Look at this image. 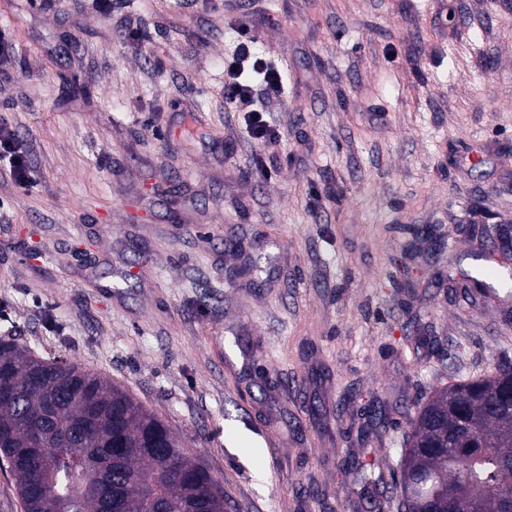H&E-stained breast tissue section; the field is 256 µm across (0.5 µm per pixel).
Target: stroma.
I'll use <instances>...</instances> for the list:
<instances>
[{"label": "stroma", "instance_id": "obj_1", "mask_svg": "<svg viewBox=\"0 0 512 512\" xmlns=\"http://www.w3.org/2000/svg\"><path fill=\"white\" fill-rule=\"evenodd\" d=\"M246 25L268 108L224 104ZM0 28L32 167H0V336L163 416L226 512H398L418 405L512 361L460 274L512 219V0H0ZM249 133L251 139L254 141L255 150V165L260 168L262 165V151L264 148L277 143L280 139L279 133L265 118V112L262 110L253 109L248 111Z\"/></svg>", "mask_w": 512, "mask_h": 512}]
</instances>
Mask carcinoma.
<instances>
[{
  "mask_svg": "<svg viewBox=\"0 0 512 512\" xmlns=\"http://www.w3.org/2000/svg\"><path fill=\"white\" fill-rule=\"evenodd\" d=\"M399 461L421 512L434 492L506 495L512 485V362L455 381L419 407ZM0 457L24 512H224V492L158 414L65 360L0 339Z\"/></svg>",
  "mask_w": 512,
  "mask_h": 512,
  "instance_id": "carcinoma-1",
  "label": "carcinoma"
}]
</instances>
